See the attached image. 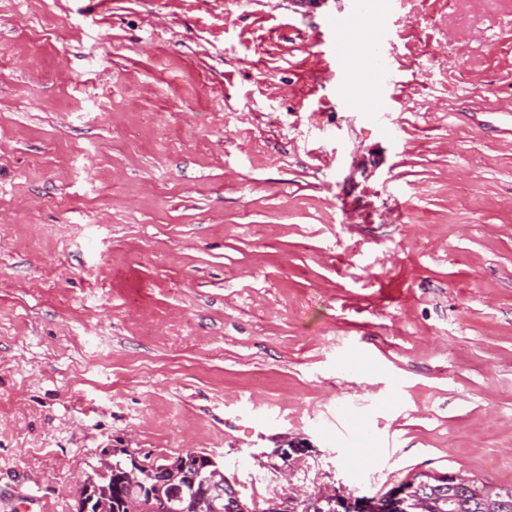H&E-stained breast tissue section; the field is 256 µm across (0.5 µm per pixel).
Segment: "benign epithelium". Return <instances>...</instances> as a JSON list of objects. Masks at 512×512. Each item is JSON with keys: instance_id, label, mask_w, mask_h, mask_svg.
<instances>
[{"instance_id": "1", "label": "benign epithelium", "mask_w": 512, "mask_h": 512, "mask_svg": "<svg viewBox=\"0 0 512 512\" xmlns=\"http://www.w3.org/2000/svg\"><path fill=\"white\" fill-rule=\"evenodd\" d=\"M126 452L134 460V466L126 470L123 486L120 487L122 493L138 487V469L144 467L141 461L143 453L140 450L128 448ZM263 456L267 458L268 467L278 472L292 474L306 463L309 449L297 441L289 440L271 452L263 453ZM277 459L281 460L282 464L275 463ZM159 473L162 476L161 484L171 488V497L167 500L160 495L150 494L145 504L147 512H171V501L181 496L184 484L192 478L199 477L213 488H224V497L204 500L208 512H224L226 508L232 512H326V505L332 507V512H416L428 505L427 490L442 482L448 485L450 492L455 490L475 494L482 501L486 512H505L512 507V493L503 488L492 489L475 479L453 474L434 475L419 472L412 479L392 487L382 496H355L348 493L342 485L321 488L314 493L293 488L285 495L266 500V507L259 511L242 499L235 483L225 475L215 456L209 452L195 451L189 459L183 454L169 456L167 464L161 467ZM92 482L91 474L80 481L76 512H102V504L96 506V510H90L93 503V499L89 498Z\"/></svg>"}]
</instances>
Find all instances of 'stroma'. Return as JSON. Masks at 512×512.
<instances>
[{
	"label": "stroma",
	"mask_w": 512,
	"mask_h": 512,
	"mask_svg": "<svg viewBox=\"0 0 512 512\" xmlns=\"http://www.w3.org/2000/svg\"><path fill=\"white\" fill-rule=\"evenodd\" d=\"M346 5L0 0V512L105 448L512 487V0H398L380 127ZM262 456L268 459L267 466L271 469L293 474L306 463L309 448L300 445L298 441L289 440L281 443L278 448H273L269 453L264 452ZM275 459L281 460L283 464L273 462Z\"/></svg>",
	"instance_id": "35a3bbf8"
}]
</instances>
